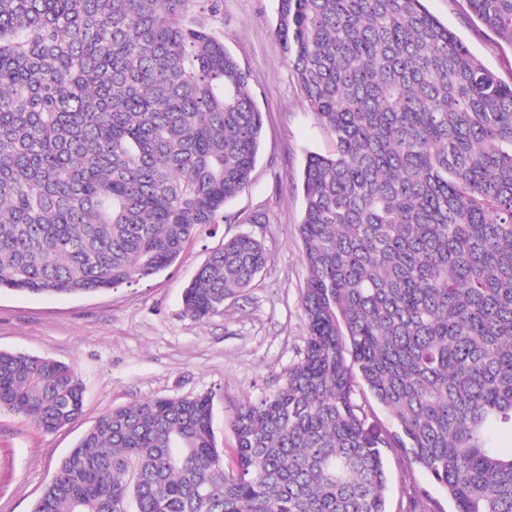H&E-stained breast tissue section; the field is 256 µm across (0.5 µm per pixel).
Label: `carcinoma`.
<instances>
[{
  "instance_id": "1",
  "label": "carcinoma",
  "mask_w": 512,
  "mask_h": 512,
  "mask_svg": "<svg viewBox=\"0 0 512 512\" xmlns=\"http://www.w3.org/2000/svg\"><path fill=\"white\" fill-rule=\"evenodd\" d=\"M197 0H0V290L117 288L232 219L262 113ZM512 45V0H468ZM275 34L330 133L301 174L308 336L284 384L235 407L224 466L209 395L101 415L33 512H386L387 448L454 512H512V83L423 0H278ZM212 251L183 292L203 323L263 269ZM363 383L395 430L374 434ZM79 378L0 351V409L55 432Z\"/></svg>"
}]
</instances>
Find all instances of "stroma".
<instances>
[{
    "mask_svg": "<svg viewBox=\"0 0 512 512\" xmlns=\"http://www.w3.org/2000/svg\"><path fill=\"white\" fill-rule=\"evenodd\" d=\"M425 6L485 67L512 83V45L488 30L466 0H425ZM277 7L278 0H220L218 11L200 5L185 19L223 39L249 73L263 117L252 179L227 204L229 221L198 230L173 265L130 285L75 295L0 291V351L65 364L84 388L81 418L53 433L0 410V512H32L97 418L133 401L211 395L217 445L232 463L235 407L274 393L300 360L307 336L300 293L308 269L298 233L303 198L293 178L307 153H328L332 140L307 108L275 35ZM255 214L262 223H251ZM242 233L264 246V269L206 322L191 320L183 313L184 288L211 251ZM385 464L388 512H398L415 492L424 493L426 512H453L447 493L403 451L386 450Z\"/></svg>",
    "mask_w": 512,
    "mask_h": 512,
    "instance_id": "35a3bbf8",
    "label": "stroma"
}]
</instances>
